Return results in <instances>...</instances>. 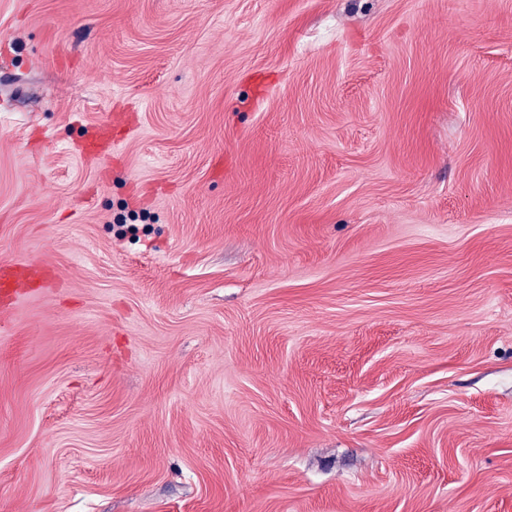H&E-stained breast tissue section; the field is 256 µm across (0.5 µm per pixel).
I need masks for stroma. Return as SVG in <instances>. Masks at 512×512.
Here are the masks:
<instances>
[{"label": "stroma", "mask_w": 512, "mask_h": 512, "mask_svg": "<svg viewBox=\"0 0 512 512\" xmlns=\"http://www.w3.org/2000/svg\"><path fill=\"white\" fill-rule=\"evenodd\" d=\"M26 259L0 512H512V0H0Z\"/></svg>", "instance_id": "stroma-1"}]
</instances>
